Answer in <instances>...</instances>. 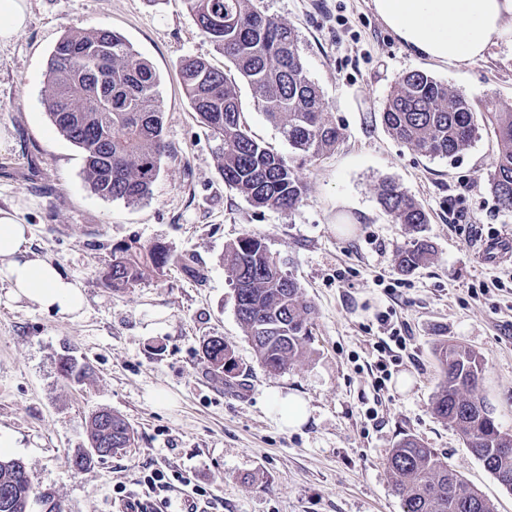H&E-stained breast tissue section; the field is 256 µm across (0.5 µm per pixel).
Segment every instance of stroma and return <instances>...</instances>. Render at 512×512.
Instances as JSON below:
<instances>
[{"instance_id":"1","label":"stroma","mask_w":512,"mask_h":512,"mask_svg":"<svg viewBox=\"0 0 512 512\" xmlns=\"http://www.w3.org/2000/svg\"><path fill=\"white\" fill-rule=\"evenodd\" d=\"M255 3L295 28L308 75L345 132L334 151L294 161L308 192L289 212L254 207L225 186L222 142L191 108L178 65L195 55L227 77L236 72L182 0H30L26 29L0 46V207L21 203L34 251L86 295L74 320L0 298V432L15 442L7 457L23 460L33 486L55 491L64 512H120L122 497L145 494L142 479L154 469L203 488L214 512H402L386 458L412 436L446 457L495 512H512V494L431 411L440 381L434 348L445 339L484 356L479 393L512 431V293L497 288L512 280V253L493 263L479 255L489 232L512 238V213L487 184L497 141L485 132L455 159H430L381 120L397 79L415 69L470 100L512 107V42L457 68L410 55L371 0ZM98 26L125 37L162 76L168 153L150 197L134 205L91 192L81 150L54 130L45 107L56 43L68 30ZM237 92L253 135L290 155L248 84L238 81ZM386 178L428 213L423 235L434 246L395 295L382 283L399 277L395 251L411 236L377 201ZM246 233L263 237L313 307L312 352L281 372L258 364L224 272L225 247ZM134 241L194 255L201 277L175 265L132 288H108L102 273L114 250ZM479 286L486 295L473 296ZM386 311L410 342L377 392L372 344ZM214 336L235 352L232 381L204 357ZM64 355L89 364L85 382L62 379ZM405 376L412 385L403 392ZM276 392L308 402L306 424L280 427L270 405ZM101 409L124 416L136 442L74 470L68 460L87 447Z\"/></svg>"}]
</instances>
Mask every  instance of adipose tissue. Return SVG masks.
I'll use <instances>...</instances> for the list:
<instances>
[{
    "instance_id": "obj_1",
    "label": "adipose tissue",
    "mask_w": 512,
    "mask_h": 512,
    "mask_svg": "<svg viewBox=\"0 0 512 512\" xmlns=\"http://www.w3.org/2000/svg\"><path fill=\"white\" fill-rule=\"evenodd\" d=\"M382 22L417 56L467 66L512 37V0H372ZM0 288L12 302L77 318L81 284L32 248L19 205L0 208Z\"/></svg>"
}]
</instances>
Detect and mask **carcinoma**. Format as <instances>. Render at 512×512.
I'll list each match as a JSON object with an SVG mask.
<instances>
[{
	"label": "carcinoma",
	"instance_id": "obj_1",
	"mask_svg": "<svg viewBox=\"0 0 512 512\" xmlns=\"http://www.w3.org/2000/svg\"><path fill=\"white\" fill-rule=\"evenodd\" d=\"M199 30L251 86L262 112L302 160L332 151L344 139L318 87L310 79L290 25L258 10L252 0H184ZM181 83L192 109L223 142L224 183L253 206L291 210L307 195V185L287 158L257 140L244 123L236 86L208 61L186 56ZM46 109L55 130L84 154L85 182L105 199L135 204L149 197L167 153L161 76L121 35L106 27L71 30L55 45L47 63ZM382 122L398 141L426 157L453 158L469 149L481 131L494 134L498 153L488 185L500 208L512 212V111L493 103L475 105L422 70L404 73L388 95ZM378 202L396 224L415 234L396 252V269L409 274L425 264L432 245L417 236L429 216L391 179L378 185ZM119 255L104 273L114 290L130 288L172 264L194 270L195 258L173 257L160 243ZM224 270L234 291L235 313L253 345L258 363L280 372L301 360L311 341L312 305L300 284L282 271L255 233L224 250ZM211 368L235 377L234 351L219 337L207 342ZM440 382L431 411L452 424L471 454L498 484L512 492V433L495 422L479 396L484 357L473 349L441 342L436 346ZM89 366L65 356L60 373L81 383ZM89 448L69 460L84 470L97 462L92 449L116 454L135 442V429L120 414L95 413ZM387 468L402 497L403 512H495L462 474L417 439L406 436L392 449ZM0 512H62L54 492L39 490L20 459L0 458Z\"/></svg>",
	"mask_w": 512,
	"mask_h": 512
}]
</instances>
